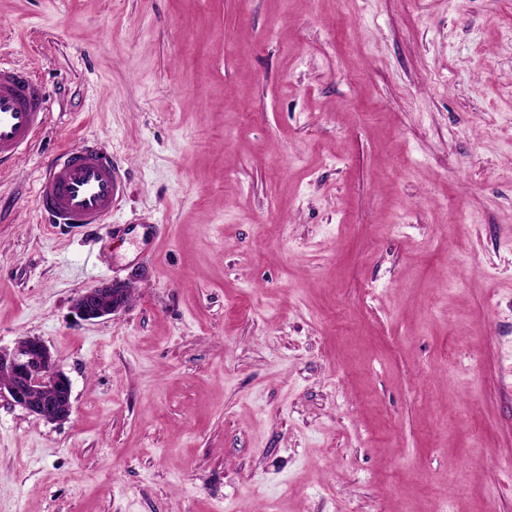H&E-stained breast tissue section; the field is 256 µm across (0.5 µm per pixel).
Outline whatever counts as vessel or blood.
Listing matches in <instances>:
<instances>
[{
    "label": "vessel or blood",
    "instance_id": "vessel-or-blood-1",
    "mask_svg": "<svg viewBox=\"0 0 512 512\" xmlns=\"http://www.w3.org/2000/svg\"><path fill=\"white\" fill-rule=\"evenodd\" d=\"M46 116V95L33 75L0 63V164L32 143ZM121 190L111 155L86 144L52 159L37 204L56 224H105Z\"/></svg>",
    "mask_w": 512,
    "mask_h": 512
}]
</instances>
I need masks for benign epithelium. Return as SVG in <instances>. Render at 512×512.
<instances>
[{
  "instance_id": "1",
  "label": "benign epithelium",
  "mask_w": 512,
  "mask_h": 512,
  "mask_svg": "<svg viewBox=\"0 0 512 512\" xmlns=\"http://www.w3.org/2000/svg\"><path fill=\"white\" fill-rule=\"evenodd\" d=\"M132 284L131 279H117L88 288L74 299L73 312L87 322L106 319L128 306ZM1 368L7 370L8 381L0 382V398L49 423L70 417L71 381L41 338L26 336L12 350H0Z\"/></svg>"
}]
</instances>
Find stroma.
<instances>
[{"mask_svg":"<svg viewBox=\"0 0 512 512\" xmlns=\"http://www.w3.org/2000/svg\"><path fill=\"white\" fill-rule=\"evenodd\" d=\"M49 118L0 165V512H512V0H0ZM107 224L49 227L58 152ZM142 276L97 322L84 289ZM121 190L112 156L86 144L52 159L39 183L37 204L53 224H107ZM1 368L7 370L9 378L0 382V398L49 423L70 417L71 381L40 337L26 336L12 350L0 349Z\"/></svg>","mask_w":512,"mask_h":512,"instance_id":"stroma-1","label":"stroma"}]
</instances>
